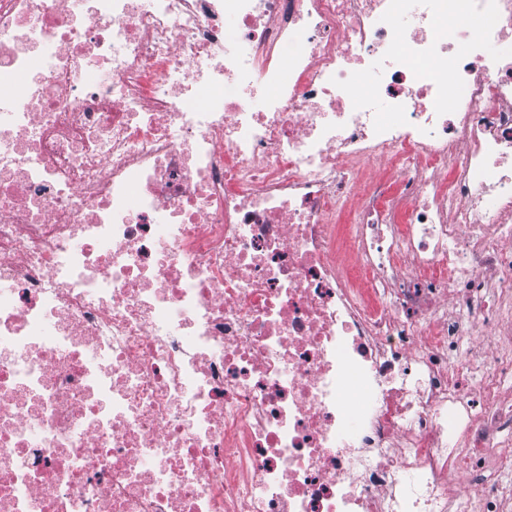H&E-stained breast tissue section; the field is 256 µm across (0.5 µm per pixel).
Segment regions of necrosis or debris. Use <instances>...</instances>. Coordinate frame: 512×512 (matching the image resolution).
I'll list each match as a JSON object with an SVG mask.
<instances>
[{
    "label": "necrosis or debris",
    "instance_id": "necrosis-or-debris-1",
    "mask_svg": "<svg viewBox=\"0 0 512 512\" xmlns=\"http://www.w3.org/2000/svg\"><path fill=\"white\" fill-rule=\"evenodd\" d=\"M480 325L512 0H0V512H512Z\"/></svg>",
    "mask_w": 512,
    "mask_h": 512
}]
</instances>
